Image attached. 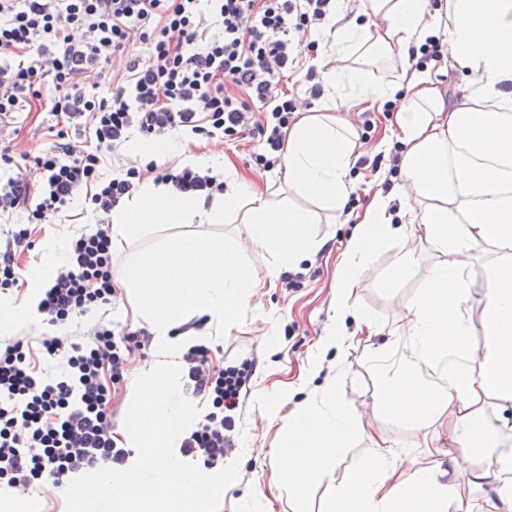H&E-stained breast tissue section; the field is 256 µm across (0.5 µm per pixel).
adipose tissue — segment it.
Segmentation results:
<instances>
[{"label": "adipose tissue", "mask_w": 512, "mask_h": 512, "mask_svg": "<svg viewBox=\"0 0 512 512\" xmlns=\"http://www.w3.org/2000/svg\"><path fill=\"white\" fill-rule=\"evenodd\" d=\"M366 23L334 31L324 46L323 88L328 99L365 108L398 100L391 133L404 147L403 183L376 192L362 212L336 266V319L310 361L319 372L322 352L336 350L335 372L298 404L285 423L280 450L283 475L297 487L293 512H306L305 490L335 470L342 448L358 430V415L342 398L341 383L354 340L355 317L367 334L377 331L355 294L374 255L394 243L425 241L439 259L421 273V289L408 304L412 319L398 356L380 354L377 381L384 406L397 417L429 423L453 407L448 431H431L427 448L440 449L433 464L417 465L410 452L379 441L375 452L352 468L339 498L355 512H459L460 483L479 488L492 481L499 512H512V452L499 451L501 426L478 416V397L497 411L512 408V262L483 271L480 321L469 315L472 269L464 255L491 243L512 251V0H366ZM431 36L447 44L448 60L465 70L467 83L446 106L427 71L409 60L411 49ZM356 57L357 65L326 68L325 60ZM398 61L392 80H371L364 60ZM356 134L343 116L310 113L288 132L282 179L286 197L272 200L237 173L229 189L211 200L186 197L144 181L112 213L113 250L140 238L152 246L126 265L122 285L153 333L154 357L140 370L127 396L123 447L134 455L123 475L92 472L68 497L69 512H214L225 479L185 466L177 454L182 438L201 414L180 386L181 353L196 344L186 321L204 319L211 336L229 334L262 283H275L318 246L309 227L320 211H341L356 163ZM244 212L250 238L270 258L257 279L231 237L162 234L167 224L200 219L220 224ZM63 259L61 245L47 236L39 260L24 271L22 295L0 294V336L40 329V309ZM480 330L484 345L472 353L469 338ZM442 364L438 381L424 371ZM479 366L481 380L470 369Z\"/></svg>", "instance_id": "obj_1"}]
</instances>
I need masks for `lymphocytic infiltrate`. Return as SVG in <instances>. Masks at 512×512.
Masks as SVG:
<instances>
[{
	"instance_id": "obj_1",
	"label": "lymphocytic infiltrate",
	"mask_w": 512,
	"mask_h": 512,
	"mask_svg": "<svg viewBox=\"0 0 512 512\" xmlns=\"http://www.w3.org/2000/svg\"><path fill=\"white\" fill-rule=\"evenodd\" d=\"M333 9L332 0H0V124L12 128L36 102L64 122L32 165L0 147V216H26L0 248V293L21 288L17 254L31 249L35 225L78 196L109 215L146 171L180 194L223 192L211 169L153 161L126 162L103 178L107 158L131 131L248 134L262 146L254 164L273 167L302 107L277 86L296 60L297 40ZM103 81L112 92L99 98L91 89ZM86 131L89 146L78 140ZM116 298L110 227L101 223L70 242L43 311L55 326ZM62 352L66 371L45 378L39 358ZM184 360L192 393L209 410L179 451L213 468L231 447L232 413L253 365L211 372L201 345ZM126 368L114 332L100 323L83 344L52 335L36 350L21 339L0 347V484L50 493L83 470L122 465L129 452L112 436V384Z\"/></svg>"
}]
</instances>
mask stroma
I'll list each match as a JSON object with an SVG mask.
<instances>
[{"instance_id": "obj_1", "label": "stroma", "mask_w": 512, "mask_h": 512, "mask_svg": "<svg viewBox=\"0 0 512 512\" xmlns=\"http://www.w3.org/2000/svg\"><path fill=\"white\" fill-rule=\"evenodd\" d=\"M348 118L355 127L364 163L351 174L352 190L342 215L337 216L334 223L312 225L311 231L322 246L306 260L304 279L290 289L280 284L261 288L230 335L203 341L214 369H222L245 358L256 361V371L242 390L241 408L235 417L232 432L235 447L225 456L226 461L237 465L238 472L232 482L225 484L217 512H242L244 496L252 494L265 497L271 512H292L291 493L277 469L282 418L293 408L287 397L306 381L310 357L332 325L336 263L348 246L359 214L369 204L374 192L384 187L388 176L386 169H375L372 161L377 154V145L390 131L391 113L378 107L368 111L356 107L349 112ZM168 140L176 149L158 158V166H180L179 149L205 150L214 154L217 164L233 167L267 189L269 194L278 191L282 167L277 164L265 172L255 171L249 160L258 144L252 139H215L206 143L198 141L192 134L176 132L169 135ZM95 221L88 205L78 199L66 211L53 217L48 228L66 245L89 232ZM170 230L235 236L241 245L244 263L256 276L265 273L268 256L250 240L246 225L236 221L229 224H174ZM401 252L402 245L398 242L379 251L368 282L356 291L359 303L379 329L378 335L369 339L359 331L356 323L348 325L355 335V342L346 361L342 388L348 407L361 415L360 428L343 448L340 463L332 476L307 488L308 512H327L336 499L337 486L348 471L372 453L371 434H385L389 441L402 446L417 445L420 464H428L431 459L429 449L422 446L425 427L389 418L379 407L380 393L375 381L376 348L401 339L411 318L407 303L420 287V277L416 274L408 275L396 287H382V280ZM265 396L282 399L280 418H270L262 411L259 402Z\"/></svg>"}]
</instances>
